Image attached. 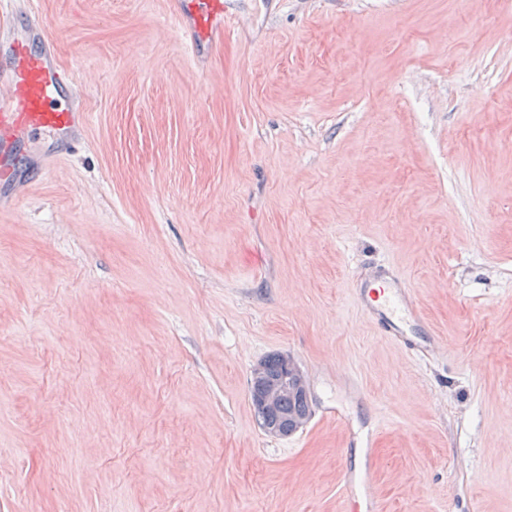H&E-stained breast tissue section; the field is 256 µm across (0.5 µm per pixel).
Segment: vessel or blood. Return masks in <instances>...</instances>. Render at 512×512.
<instances>
[{"label":"vessel or blood","mask_w":512,"mask_h":512,"mask_svg":"<svg viewBox=\"0 0 512 512\" xmlns=\"http://www.w3.org/2000/svg\"><path fill=\"white\" fill-rule=\"evenodd\" d=\"M176 12L199 39L223 37L221 0H176ZM7 50L9 70L0 74V179L11 175L15 151L22 140L45 131L66 133L86 119L72 106L76 85L67 68L29 49L20 39L11 41ZM379 279L389 284L390 293L375 292L369 283L361 299L381 330L414 355L436 351L438 343L433 335L415 339L404 332L407 325L424 324L406 281L387 271Z\"/></svg>","instance_id":"vessel-or-blood-1"}]
</instances>
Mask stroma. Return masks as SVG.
I'll use <instances>...</instances> for the list:
<instances>
[{
  "instance_id": "stroma-1",
  "label": "stroma",
  "mask_w": 512,
  "mask_h": 512,
  "mask_svg": "<svg viewBox=\"0 0 512 512\" xmlns=\"http://www.w3.org/2000/svg\"><path fill=\"white\" fill-rule=\"evenodd\" d=\"M15 2L86 122L0 182V512H512V0H224L197 54L173 0ZM375 280L387 283L395 290L385 294V290L381 289L377 295H374ZM360 295L364 306L385 335L402 345L406 351L416 356H423L437 350V340L430 331L426 330L421 313L413 302L411 289L402 277L384 271L366 284ZM374 300L379 303H375ZM411 323L419 326L420 332L426 337L415 339L406 335L402 328ZM284 357L286 359V366L279 358V354L271 355L263 360V380L261 379L260 374L261 367L257 365L253 371V380L255 383H261L258 384L256 390L255 383L251 380V400L254 408L257 409L258 421L261 427L265 421H270L275 418L273 412L276 411V408L280 416H288L286 418L277 419L274 422H269L263 426L262 429L266 434L274 437L281 436L285 426H288V429L285 430L283 436H288L297 430L295 427H292V422L288 419L298 416L295 418V425L297 428H300L305 422V418L301 416H307L309 418L311 414L310 403L302 396V394L304 396H308L304 376L290 357ZM286 367L288 371V378H290V381L295 384L299 392H296L294 387L288 383V389L283 391L280 396L281 387L277 384L269 383L282 382L286 376ZM254 392L255 401L261 407H256L254 404Z\"/></svg>"
}]
</instances>
